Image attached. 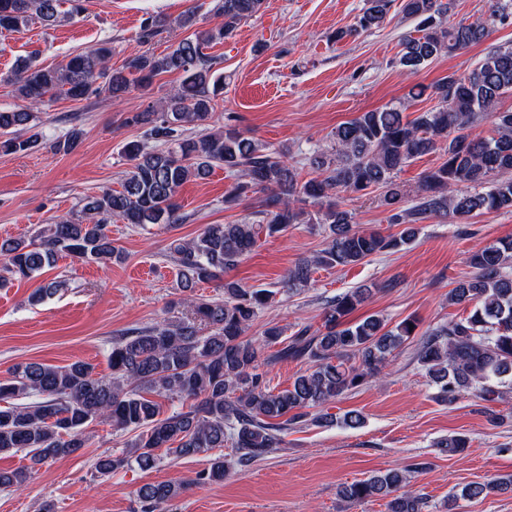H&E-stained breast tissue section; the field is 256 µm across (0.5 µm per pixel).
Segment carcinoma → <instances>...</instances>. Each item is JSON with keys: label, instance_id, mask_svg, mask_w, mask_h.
<instances>
[{"label": "carcinoma", "instance_id": "cac0c4a2", "mask_svg": "<svg viewBox=\"0 0 512 512\" xmlns=\"http://www.w3.org/2000/svg\"><path fill=\"white\" fill-rule=\"evenodd\" d=\"M62 0H0V31H17L39 21L57 22ZM220 25L195 31L172 50L139 54L111 69V47L102 44L75 55L55 69H40L29 61L17 65L14 84L27 106L0 109V151L28 153L40 146L32 132L31 109L46 98L63 95L86 99L99 90L121 98L133 88L149 90L156 77L179 73L178 89L164 98L159 109L135 112L125 125L144 129L145 136L162 144L148 149L139 140L125 143L123 153L132 162L121 189L87 198L86 219H60L45 225L30 240L0 241L3 270L16 279H29L53 266L62 255L95 261L119 262L123 251L108 234L114 218L127 224L176 225L183 221L177 194L190 178L204 180L217 167L235 176L224 194L232 208L256 193L265 194L254 220L236 224H205L196 237L170 243L178 270L183 303L193 319L165 320L112 340L106 379L89 363L67 366L29 362L0 379V454L26 453L29 465L0 470V489H19L29 472L49 461L68 457L87 447L86 426L97 419L117 431H134L131 451L104 456L96 471L108 476L137 464L150 469L159 454L178 459L224 447L235 449L233 461L220 454L192 482L147 483L137 491L142 512H163L190 484L224 481L230 464L247 467L279 447L289 427L309 422L328 423L325 408L343 394L379 375L409 338L416 320L406 318L386 328L384 318L371 314L348 320L365 303L371 289L359 287L328 302L321 328L304 326L285 338L280 326H268L257 340L245 338L251 322L270 303L273 292L244 288L226 281L224 298L195 297L198 284L216 280L234 268L256 247L292 224H325L327 246L311 259L289 269L288 289L304 288L318 266H355L369 256L397 251L416 237L417 224L438 215L467 218L475 211L512 212V177L471 193L468 188L487 182L491 174L512 172V111H498L501 98L512 92V44L488 52L471 72L450 75L433 89L439 104L409 120L401 108L363 112L338 125L329 144L314 150L310 164L318 176L300 180L285 155L226 123L205 127L224 93V76L214 70L206 50L233 35L261 10L264 0H214ZM394 0H366L358 19L362 30L383 24ZM402 13L419 20L422 35L403 40L399 62L416 69L442 54L463 50L489 35L491 22L512 16V0H493L487 22L447 25V6L441 0H404ZM490 117L494 135L476 131ZM201 128L194 136L186 132ZM82 137L78 129L55 142L58 152L74 150ZM443 152V162L422 173L415 202L399 208L404 192L394 173L432 151ZM380 188L381 204L394 210L391 223L403 226L397 235L384 236L353 228L354 215L332 200V192H364ZM315 210H310V207ZM475 269L448 292V302L470 308L468 315L430 328L418 349V360L436 385L437 398L452 403L475 390L486 400L499 394L498 385L512 383V239L489 244L469 257ZM58 281L39 286L31 301L41 303L55 295ZM208 327L202 333L196 321ZM269 350L260 358L263 350ZM299 361L307 369L290 386L275 391L261 366ZM191 399L188 410L165 415L158 398ZM319 413L310 416V410ZM418 468L391 469L343 486L344 499L360 503L375 495L387 499L386 512H427L426 498L411 486ZM512 484L511 478L473 482L448 497V512L457 500H479Z\"/></svg>", "mask_w": 512, "mask_h": 512}]
</instances>
